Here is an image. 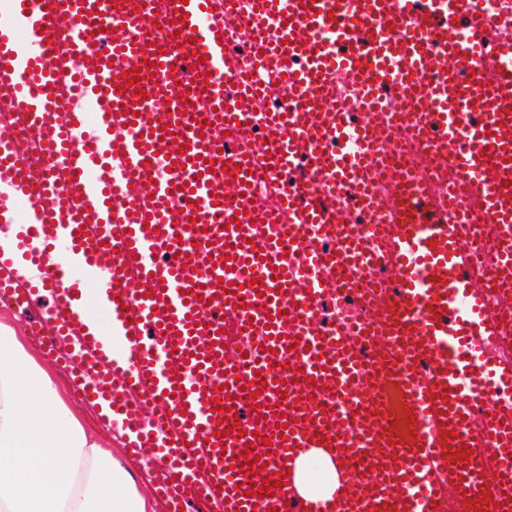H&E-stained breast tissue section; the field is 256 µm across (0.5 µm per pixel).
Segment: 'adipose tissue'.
<instances>
[{
	"label": "adipose tissue",
	"mask_w": 512,
	"mask_h": 512,
	"mask_svg": "<svg viewBox=\"0 0 512 512\" xmlns=\"http://www.w3.org/2000/svg\"><path fill=\"white\" fill-rule=\"evenodd\" d=\"M339 484L328 449L293 464L292 485L312 501ZM0 512H151L133 477L62 400L53 377L0 323Z\"/></svg>",
	"instance_id": "1"
}]
</instances>
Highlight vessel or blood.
<instances>
[{"mask_svg":"<svg viewBox=\"0 0 512 512\" xmlns=\"http://www.w3.org/2000/svg\"><path fill=\"white\" fill-rule=\"evenodd\" d=\"M245 16L264 54L226 53ZM0 106V220L42 241L55 301L23 330L105 365L74 388L176 462L172 512H445L449 484L460 512H512V290L488 294L512 280V0H6ZM14 264L0 298L22 308ZM226 327L260 348L227 351ZM219 388L240 422L221 439ZM318 446L331 500L245 495ZM247 451L260 469L233 466Z\"/></svg>","mask_w":512,"mask_h":512,"instance_id":"b4317fda","label":"vessel or blood"}]
</instances>
